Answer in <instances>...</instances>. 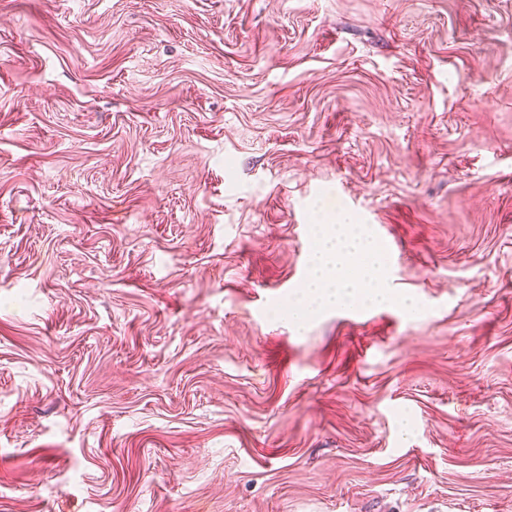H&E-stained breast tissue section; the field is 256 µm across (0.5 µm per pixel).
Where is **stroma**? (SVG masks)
I'll return each mask as SVG.
<instances>
[{
  "label": "stroma",
  "mask_w": 512,
  "mask_h": 512,
  "mask_svg": "<svg viewBox=\"0 0 512 512\" xmlns=\"http://www.w3.org/2000/svg\"><path fill=\"white\" fill-rule=\"evenodd\" d=\"M0 512H512V0H0ZM320 226L309 277L295 304L297 313L304 317L329 308L392 301L393 295L385 288V268L375 242L346 216L336 224Z\"/></svg>",
  "instance_id": "stroma-1"
}]
</instances>
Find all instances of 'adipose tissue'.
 Returning a JSON list of instances; mask_svg holds the SVG:
<instances>
[{
	"instance_id": "obj_1",
	"label": "adipose tissue",
	"mask_w": 512,
	"mask_h": 512,
	"mask_svg": "<svg viewBox=\"0 0 512 512\" xmlns=\"http://www.w3.org/2000/svg\"><path fill=\"white\" fill-rule=\"evenodd\" d=\"M385 279L375 242L344 216L321 226L309 277L295 309L306 316L329 308L386 303L393 296Z\"/></svg>"
}]
</instances>
